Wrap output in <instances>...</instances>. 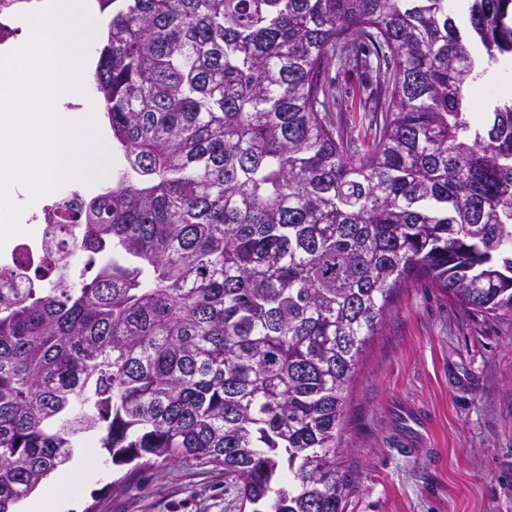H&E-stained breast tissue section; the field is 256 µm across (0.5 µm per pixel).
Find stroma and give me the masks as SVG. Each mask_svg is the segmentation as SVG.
Returning a JSON list of instances; mask_svg holds the SVG:
<instances>
[{
	"label": "stroma",
	"instance_id": "stroma-1",
	"mask_svg": "<svg viewBox=\"0 0 512 512\" xmlns=\"http://www.w3.org/2000/svg\"><path fill=\"white\" fill-rule=\"evenodd\" d=\"M329 76L344 96L333 120L365 138V73L334 65ZM405 405L427 417L432 456L396 450ZM344 419L342 464L355 478L345 512H512V318L485 319L419 284L402 289L363 355ZM80 470L93 479L75 482ZM54 477L71 483L65 512H239L231 479L199 462L131 477L104 449L81 447ZM126 479L132 490L119 491Z\"/></svg>",
	"mask_w": 512,
	"mask_h": 512
}]
</instances>
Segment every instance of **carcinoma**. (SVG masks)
Masks as SVG:
<instances>
[{
	"label": "carcinoma",
	"mask_w": 512,
	"mask_h": 512,
	"mask_svg": "<svg viewBox=\"0 0 512 512\" xmlns=\"http://www.w3.org/2000/svg\"><path fill=\"white\" fill-rule=\"evenodd\" d=\"M112 184L87 277L0 288V512L90 432L203 460L250 512H345L346 394L402 288L512 317V0H96ZM374 75L370 141L331 62Z\"/></svg>",
	"instance_id": "1"
}]
</instances>
